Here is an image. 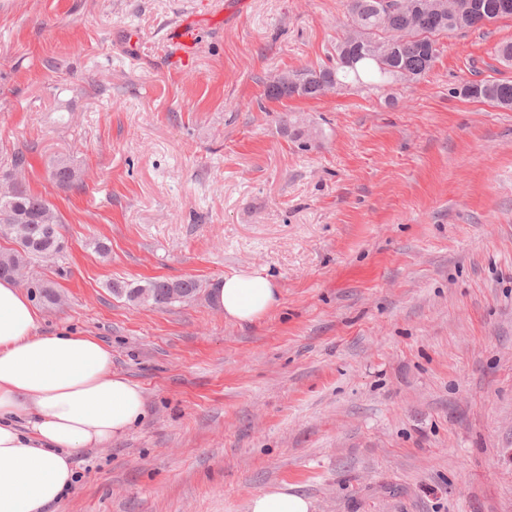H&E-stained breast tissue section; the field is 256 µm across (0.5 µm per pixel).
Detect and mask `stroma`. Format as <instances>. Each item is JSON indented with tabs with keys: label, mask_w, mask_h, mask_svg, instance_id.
I'll use <instances>...</instances> for the list:
<instances>
[{
	"label": "stroma",
	"mask_w": 512,
	"mask_h": 512,
	"mask_svg": "<svg viewBox=\"0 0 512 512\" xmlns=\"http://www.w3.org/2000/svg\"><path fill=\"white\" fill-rule=\"evenodd\" d=\"M224 2L0 0V152L63 218L42 327L97 337L146 402L48 512H248L281 484L314 512H512V110L455 93L512 82V19L420 79L273 100L331 64L347 2ZM253 269L279 304L227 319L208 289ZM186 276L203 292L164 308L109 288ZM172 34L173 40L182 46L183 57L188 60L196 45L198 34L197 26L192 21H185L179 25ZM49 179L62 188L79 186L80 176L78 169L70 158L57 155L51 158L47 165Z\"/></svg>",
	"instance_id": "stroma-1"
}]
</instances>
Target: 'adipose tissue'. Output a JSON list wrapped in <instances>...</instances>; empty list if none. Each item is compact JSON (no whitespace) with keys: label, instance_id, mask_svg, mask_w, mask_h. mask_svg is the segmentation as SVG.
I'll use <instances>...</instances> for the list:
<instances>
[{"label":"adipose tissue","instance_id":"1","mask_svg":"<svg viewBox=\"0 0 512 512\" xmlns=\"http://www.w3.org/2000/svg\"><path fill=\"white\" fill-rule=\"evenodd\" d=\"M212 305L240 322L278 302L257 271L224 277ZM145 414L141 388L112 368V350L82 333L47 332L38 308L0 279V512H45L75 485L74 456L120 439ZM291 486L254 494L249 512H312Z\"/></svg>","mask_w":512,"mask_h":512}]
</instances>
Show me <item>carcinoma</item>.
Masks as SVG:
<instances>
[{
    "mask_svg": "<svg viewBox=\"0 0 512 512\" xmlns=\"http://www.w3.org/2000/svg\"><path fill=\"white\" fill-rule=\"evenodd\" d=\"M381 2L348 0L347 22L336 42L335 64L283 75L267 84L265 95L270 99H315L356 85L379 91L397 81L415 80L433 67L441 37L512 18V0H395L396 6L388 9ZM457 94L512 109V82H467ZM27 165L21 151L0 155V224L15 244L0 250V277L24 272L64 250L58 231L62 217L45 197L26 187L22 174ZM47 172L59 187L79 186L78 169L66 156L51 158ZM202 288L193 277L111 285L114 295L152 307L188 302Z\"/></svg>",
    "mask_w": 512,
    "mask_h": 512,
    "instance_id": "obj_1",
    "label": "carcinoma"
}]
</instances>
